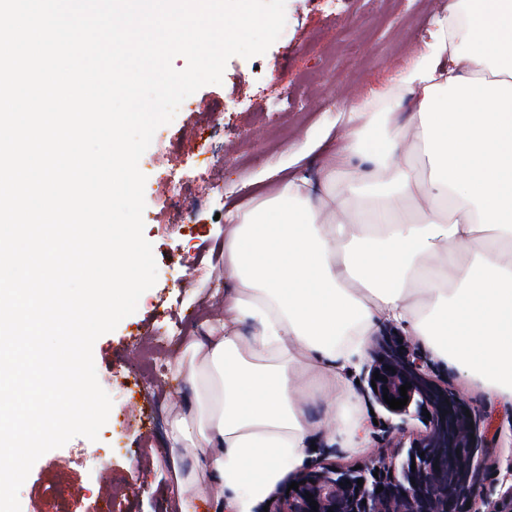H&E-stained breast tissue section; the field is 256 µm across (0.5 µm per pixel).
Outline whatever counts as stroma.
<instances>
[{
    "label": "stroma",
    "mask_w": 512,
    "mask_h": 512,
    "mask_svg": "<svg viewBox=\"0 0 512 512\" xmlns=\"http://www.w3.org/2000/svg\"><path fill=\"white\" fill-rule=\"evenodd\" d=\"M446 9L444 0H286L285 27L269 49L231 58L222 83L201 87L157 129L139 162L157 282L93 346L98 381L113 402L109 419L98 440L74 437L34 464L19 491L21 512H100L106 504L112 512H165L176 490L161 442L187 392L170 364L185 336L224 313V215L279 189L277 177L256 182L262 168L317 170L322 159L304 151L306 140L326 135L344 145L351 107L407 112L409 95L391 90L389 78ZM172 185L192 203L190 217L171 204ZM408 342L480 420L486 481L502 477L512 465V407L468 387L417 337ZM155 346L164 351L156 370H140V353ZM358 397L364 448L348 454L318 440L308 467L401 458L391 443L393 416L366 391Z\"/></svg>",
    "instance_id": "35a3bbf8"
}]
</instances>
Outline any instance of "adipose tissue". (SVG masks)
I'll list each match as a JSON object with an SVG mask.
<instances>
[{
    "label": "adipose tissue",
    "instance_id": "obj_1",
    "mask_svg": "<svg viewBox=\"0 0 512 512\" xmlns=\"http://www.w3.org/2000/svg\"><path fill=\"white\" fill-rule=\"evenodd\" d=\"M397 86L407 117L350 113L320 171L229 214L224 317L174 362L171 512H255L314 438L363 448L347 368L383 320L512 406V0L450 6Z\"/></svg>",
    "mask_w": 512,
    "mask_h": 512
}]
</instances>
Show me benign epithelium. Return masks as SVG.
Segmentation results:
<instances>
[{"label": "benign epithelium", "instance_id": "benign-epithelium-1", "mask_svg": "<svg viewBox=\"0 0 512 512\" xmlns=\"http://www.w3.org/2000/svg\"><path fill=\"white\" fill-rule=\"evenodd\" d=\"M367 380L375 381L372 394L382 404L386 396L401 398L400 386L411 383L407 404L390 413L405 422L429 412L425 434L410 441L403 434L395 437V447H408L400 462L378 458L357 470H310L297 478L298 490L278 498L269 512H512V468L503 476L497 497L491 498L481 487L480 424L466 416L469 405L463 398L431 378L414 348L382 346ZM309 493L318 502L316 511L307 501Z\"/></svg>", "mask_w": 512, "mask_h": 512}]
</instances>
